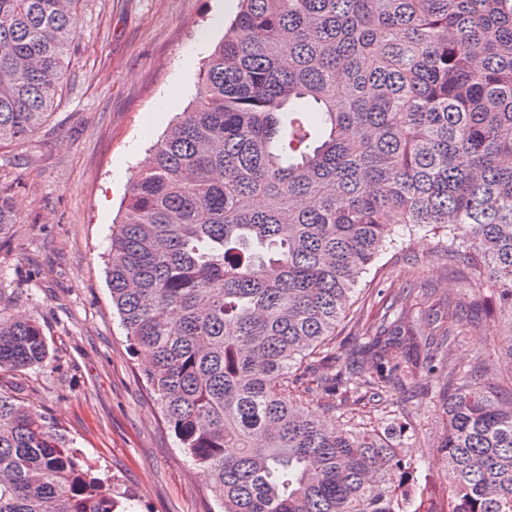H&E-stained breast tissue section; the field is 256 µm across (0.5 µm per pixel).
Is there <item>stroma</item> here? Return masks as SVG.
<instances>
[{"label": "stroma", "mask_w": 512, "mask_h": 512, "mask_svg": "<svg viewBox=\"0 0 512 512\" xmlns=\"http://www.w3.org/2000/svg\"><path fill=\"white\" fill-rule=\"evenodd\" d=\"M81 0L68 80L33 138L0 146V184L12 186L17 222L0 236V295L8 314L38 320L49 343L41 366L0 376L6 389L65 430L87 463L109 479L104 495L128 493L136 512H220L204 468L191 465L146 386L148 354L131 348L112 309L105 254L130 179L150 145L195 98L201 64L240 6L232 0ZM403 233L364 277L336 338L345 358L384 297L419 312L420 331L437 334L430 312L452 297L479 301L475 328L442 356L449 372L484 358L512 392V360L495 353L489 331L496 298L465 274V253L448 257L444 238ZM433 379L386 407L350 394L338 423L404 429L401 448L420 465L418 486L434 503L447 496L438 443L443 411Z\"/></svg>", "instance_id": "stroma-1"}]
</instances>
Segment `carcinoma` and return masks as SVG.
Here are the masks:
<instances>
[{"instance_id":"obj_1","label":"carcinoma","mask_w":512,"mask_h":512,"mask_svg":"<svg viewBox=\"0 0 512 512\" xmlns=\"http://www.w3.org/2000/svg\"><path fill=\"white\" fill-rule=\"evenodd\" d=\"M79 2L0 0V145L50 115ZM151 152L112 233V305L223 512H512V398L481 360L434 364L463 305L442 303L436 340L392 301L346 365L325 354L397 215L472 254L512 360V0H241ZM14 223L0 186V234ZM48 356L40 323L0 306V375ZM424 374L445 415L439 509L417 497L401 436L334 416L344 391L388 398ZM101 485L63 430L0 389V512H121Z\"/></svg>"}]
</instances>
